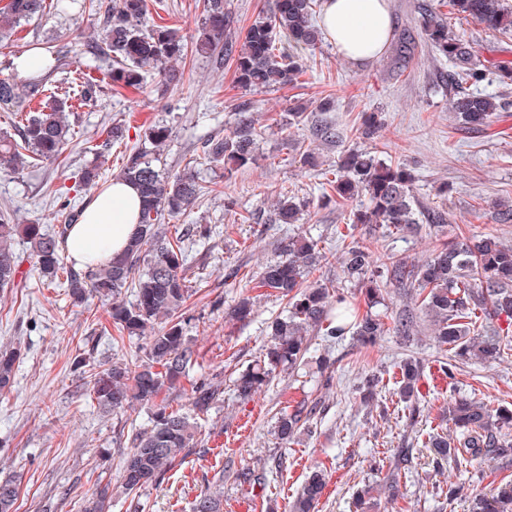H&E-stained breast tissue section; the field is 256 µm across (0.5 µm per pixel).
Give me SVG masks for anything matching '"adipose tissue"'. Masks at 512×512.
I'll use <instances>...</instances> for the list:
<instances>
[{"mask_svg": "<svg viewBox=\"0 0 512 512\" xmlns=\"http://www.w3.org/2000/svg\"><path fill=\"white\" fill-rule=\"evenodd\" d=\"M320 25L337 50L355 63L376 58L391 31L387 0H324ZM141 198L130 183L113 180L87 202L72 225L63 251L82 269H92L121 254L136 233Z\"/></svg>", "mask_w": 512, "mask_h": 512, "instance_id": "obj_1", "label": "adipose tissue"}]
</instances>
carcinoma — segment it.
Here are the masks:
<instances>
[{"label": "carcinoma", "mask_w": 512, "mask_h": 512, "mask_svg": "<svg viewBox=\"0 0 512 512\" xmlns=\"http://www.w3.org/2000/svg\"><path fill=\"white\" fill-rule=\"evenodd\" d=\"M226 0H203L202 30L195 50L212 54L217 47L235 65V82L246 92L296 82L306 72L302 52L322 43L316 24L319 0H271L268 9L258 13L242 40L231 36V15ZM455 14L471 19L489 30L512 32V9L503 0H450ZM87 0H0V42L17 35L19 29L47 10L71 15L82 13ZM147 0H119L104 12L101 32L83 51L86 62L68 69L72 49L67 45H48L39 54L42 73L29 77L18 74L0 79V110L23 119L16 135L0 134V170L19 173L31 158L39 162L57 161L73 139L69 114L82 106L98 103L101 85L95 73L108 65L106 76L116 88L141 89L147 78L166 72L173 61L185 55L187 44L180 30L167 25L148 24ZM418 29L425 46L435 58L452 64L448 87L452 112L469 129L489 126L493 113L502 108L496 96L478 93L470 86L484 81L488 73L481 64L477 43L448 25L436 4L425 0L418 6ZM416 43L401 37L397 59L403 67L414 59ZM380 129L378 115L364 112L353 136L369 141ZM172 129L165 124L149 128L141 145L125 154L118 178L130 182L142 197L139 229L121 255L81 273L67 265L59 243L68 231L43 233L37 224L14 223L8 210H0V288L14 286L21 255L16 248L21 238L32 247L42 275L52 284L65 288L72 305L82 306L92 298L109 303L113 324L130 337L148 336L147 361L141 364L114 362L90 374L93 398L104 409L120 412L136 403L153 406L151 425L136 434L133 448L123 459L121 480L134 493L158 482L180 456L197 446V426L186 412L169 409L165 391L186 375L194 362V351L186 344L177 310L188 297L184 238L191 229L170 232L162 227L165 217L186 211L199 197L201 186L192 167L164 174L154 164L153 151L165 144ZM258 131L250 119L241 120L232 133L222 139L203 142V154L229 169L242 168L254 160ZM126 138L125 125L115 122L106 132L97 154L112 150ZM330 187L341 200L363 197L365 206L353 214L351 223L385 229L388 234H405L420 224L414 194V175L407 165L386 162L358 145L345 151L332 170ZM99 165L91 162L78 173V186L98 185ZM493 219L498 224L512 223V200L493 203ZM301 204L291 196L277 200L275 221L294 224ZM322 254L311 238H290L281 248L279 259L259 272L256 287L269 289L287 299L284 316L271 325L270 339L261 358L238 372L234 379L237 398L248 400L269 385L277 373L301 365L307 352L309 331H324L329 337L352 332L363 347L375 345L386 333L381 315L372 312L380 304L381 284L415 290L414 302L432 318L436 341L452 351L443 365L449 375L458 365L477 360L495 362L507 349L497 330H476L481 312L488 317L512 319V245L495 236L478 240L463 237L442 244L423 261L375 254L364 242L354 238L342 246L341 263L349 280L361 286L367 310L361 314L344 293L322 284L302 286L304 278L316 269ZM132 289L134 300L123 291ZM253 312V301L241 298L230 317L244 322ZM164 325L155 328L158 320ZM17 349L0 348V392L11 388ZM399 398L410 403V418L420 409L412 404L414 389L423 377V364L415 358L398 363ZM224 390L208 378L190 382L188 402L196 414L208 412L221 400ZM317 406L303 403L292 412L283 411L277 419L276 435L288 441L311 417ZM445 414L455 426L451 435H427L426 446L433 449L437 465L466 469L483 459L512 461V409L494 407L473 398L457 397L448 402ZM402 461L389 466L383 477L391 494L398 491ZM326 486L325 474L311 472L289 512H316ZM19 489L12 479L0 480V512H14ZM221 489L204 493L195 501L194 512H221ZM109 486L97 489L84 504V512H108ZM472 512H512V480L487 496L476 494Z\"/></svg>", "instance_id": "cac0c4a2"}]
</instances>
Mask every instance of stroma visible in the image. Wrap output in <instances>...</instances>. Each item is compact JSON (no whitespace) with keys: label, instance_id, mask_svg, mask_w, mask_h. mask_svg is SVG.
I'll use <instances>...</instances> for the list:
<instances>
[{"label":"stroma","instance_id":"obj_1","mask_svg":"<svg viewBox=\"0 0 512 512\" xmlns=\"http://www.w3.org/2000/svg\"><path fill=\"white\" fill-rule=\"evenodd\" d=\"M113 2L92 0L81 14H49L26 25L20 39L0 45V78L10 74L13 58L41 44L71 45L72 60H80L104 8ZM202 10V0H164L159 14L192 41ZM463 28L478 40L485 65L512 62V32L491 31L472 21ZM306 58L308 69L297 83L249 93L236 86L232 61L187 56L175 61L174 79L149 77L137 93L108 89L98 105L79 109L73 141L56 163L35 161L22 173H0V209L13 210L17 223L51 232L66 217L56 190L73 185L112 122L129 121L140 135L158 122L171 126L158 167L176 172L192 165L203 187L194 205L174 222L185 228L208 224L216 231L206 243L191 242L187 251L185 276L192 295L184 309L185 339L195 363L166 397L170 408L188 409L184 388L202 375L221 381L224 388L223 401L196 418L201 431L197 448L162 480L126 494L120 481L123 457L135 434L149 426L152 408L139 404L123 414L107 412L91 397L83 368L141 362L146 340L120 337L107 305L99 301L73 306L62 288L46 285L28 244H20L21 283L0 289V345L22 353L13 386L0 393V479L19 481L16 512H82L85 499L104 484L112 496L110 512H193L200 494L219 481L224 484L223 512H287L317 468L327 481L318 512H355L357 490L378 479L370 468L372 458L390 461L402 450L409 455V472L396 496L378 497L371 512H471L470 499L433 497L434 486L447 485L455 475L436 472L417 436L440 425L444 406L460 394L512 405V351L498 364L475 362L446 375L440 365L450 353L435 343L424 316H417L411 335L394 330L398 315L411 304L404 291L384 290L376 311L388 330L375 347H359L348 335L316 333L299 371L279 373L252 399L236 398L233 380L259 359L269 324L286 305L269 291L251 287L250 278L277 259L288 238L309 234L318 239L324 259L314 280L343 289L358 305L363 298L340 264L345 237L364 238L375 252L415 261L460 235L491 234L512 245V224L495 223L490 216L495 201L512 200V85L480 84V91L501 96L506 107L488 130L473 131L450 110L447 59L433 58L425 46H418L405 69L398 68L390 45L375 60L357 64L326 39ZM327 96L335 101L334 111L324 116L339 133L333 143L313 137L309 121H288L298 105L312 108ZM365 112L378 113L383 122L369 150L409 166L421 208L447 212L443 230L426 226L420 234L401 237L379 229L368 235L351 225L360 200L324 199L327 170L354 146L350 129ZM243 113L261 129L255 160L228 172L223 164L205 159L200 146L229 134ZM306 153L315 154L317 167L303 164ZM442 185L447 194L439 193ZM285 187L307 204L295 224L271 220ZM244 296L254 299L250 321L226 319L228 309ZM408 356L426 365L416 397L422 414L414 423L395 385L396 364ZM323 358L330 362L325 370L319 366ZM367 373L376 374L379 384L366 406L355 385ZM303 401L320 408L312 421L314 433L303 430L280 443L274 436L279 413ZM248 468L262 474V482L240 483L237 472Z\"/></svg>","mask_w":512,"mask_h":512}]
</instances>
